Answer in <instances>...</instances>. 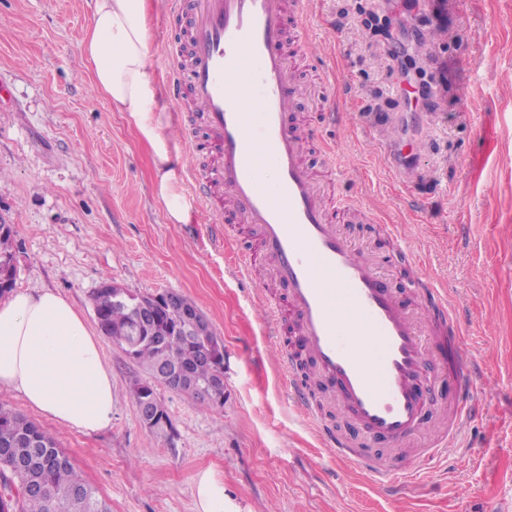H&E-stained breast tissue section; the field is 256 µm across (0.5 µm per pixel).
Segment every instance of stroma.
Here are the masks:
<instances>
[{
	"label": "stroma",
	"instance_id": "1",
	"mask_svg": "<svg viewBox=\"0 0 512 512\" xmlns=\"http://www.w3.org/2000/svg\"><path fill=\"white\" fill-rule=\"evenodd\" d=\"M152 0L150 72L188 19ZM305 41H289L300 90L295 121L319 129L310 162L334 143L338 179L322 184L351 210L357 246L382 254L380 227L400 225L426 275L449 289L483 372L482 412L461 447L396 492L333 460L287 394L277 367L287 336L273 335L257 288L280 294L266 266L237 275L226 241L247 225L213 230L196 204L191 224L166 223L149 152L93 88L80 44L94 0H0V224L16 231L15 290L49 289L89 328L105 280L138 295L187 297L224 344V404L159 388L174 440L145 429L128 391L142 366L103 340L112 421L84 433L35 423L73 459L111 512H196L209 470L240 512H512V0H303ZM441 28L439 42L428 30ZM431 87L412 106L409 92ZM341 123L321 124L325 110ZM186 171L206 168L189 139L204 130L190 100L171 116Z\"/></svg>",
	"mask_w": 512,
	"mask_h": 512
}]
</instances>
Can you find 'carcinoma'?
<instances>
[{
	"label": "carcinoma",
	"instance_id": "cac0c4a2",
	"mask_svg": "<svg viewBox=\"0 0 512 512\" xmlns=\"http://www.w3.org/2000/svg\"><path fill=\"white\" fill-rule=\"evenodd\" d=\"M15 231L0 224V276L15 280ZM101 333L124 347L129 340L133 313L126 304L112 303V282L102 283L93 295ZM192 316L179 307L157 312L151 335L154 343L140 342L135 358L144 368L159 365L183 368L190 380L180 393L201 404L213 392L224 390V370L202 358L217 344L209 325L184 336L175 328L185 327ZM0 512H109L106 502L84 481L70 456L23 415L0 406Z\"/></svg>",
	"mask_w": 512,
	"mask_h": 512
}]
</instances>
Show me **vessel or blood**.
<instances>
[{
    "label": "vessel or blood",
    "instance_id": "1",
    "mask_svg": "<svg viewBox=\"0 0 512 512\" xmlns=\"http://www.w3.org/2000/svg\"><path fill=\"white\" fill-rule=\"evenodd\" d=\"M172 16L192 9L190 59L171 49L167 72L174 98L190 93L202 112L212 162L193 173L195 196L209 204L224 195L252 227L260 252L235 248L242 276L257 263L284 288L263 297L269 319L289 316L292 334L309 361L282 351L288 396L301 406L329 454L346 467L391 487L415 479L402 450L423 429L431 399L452 390L447 428L417 454L439 461L459 442L470 413L474 366L456 305L432 279L413 295L397 293L331 218L320 177L304 159L308 131L294 125L297 88L284 48L289 26L308 28L302 4L284 0H163ZM275 181H267L266 170ZM393 244L384 263L418 261L395 225H383ZM337 402L351 432L334 429L323 400ZM384 447L381 455L373 446Z\"/></svg>",
    "mask_w": 512,
    "mask_h": 512
}]
</instances>
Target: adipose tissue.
<instances>
[{
	"label": "adipose tissue",
	"mask_w": 512,
	"mask_h": 512,
	"mask_svg": "<svg viewBox=\"0 0 512 512\" xmlns=\"http://www.w3.org/2000/svg\"><path fill=\"white\" fill-rule=\"evenodd\" d=\"M149 0H94L82 56L95 90L117 111L153 162V188L167 223L189 224L179 144L167 130L164 90L150 73ZM0 389L19 393L41 417L92 433L112 419V374L81 313L51 290L0 302Z\"/></svg>",
	"instance_id": "adipose-tissue-1"
}]
</instances>
